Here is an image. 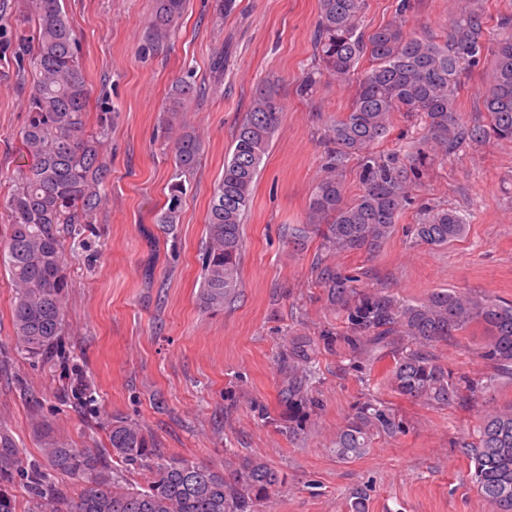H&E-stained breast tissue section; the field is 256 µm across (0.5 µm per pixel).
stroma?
Here are the masks:
<instances>
[{
	"mask_svg": "<svg viewBox=\"0 0 512 512\" xmlns=\"http://www.w3.org/2000/svg\"><path fill=\"white\" fill-rule=\"evenodd\" d=\"M405 29L443 39L462 0H405ZM0 9V198L11 193L30 159L20 135L27 120L30 73L20 72L5 39L27 29V0ZM156 0H63L80 39L90 88L86 129L110 115L107 203L92 231L64 241L70 288L64 331L52 358L33 360L13 339V286L0 269V427L28 463L41 459L34 418L82 448L104 442L107 416L140 423L167 455L226 468L248 457L279 470L283 482L259 512H346L347 497L367 489V512H494L470 477L462 442L472 441L484 415L512 404V383L454 407L410 402L387 379L391 356L354 353L342 311L327 300L313 267L319 240L297 249L292 225L305 221L308 199L325 171L329 126L339 119L353 84L319 77L312 96L296 88L313 63L318 0H236L230 16L216 0H187L168 43L152 46L147 31ZM224 57L223 73L213 62ZM492 62L468 66L458 98L462 122H485L483 96ZM191 75L204 87L186 111L166 113L170 86ZM274 83L286 109L260 166L245 220L242 287L223 312L200 307L197 293L207 244L206 214L224 173L238 125L262 85ZM186 125L202 141L187 176L175 234L144 231L169 194L174 156L169 126ZM426 130L420 115L397 113L376 151L405 159ZM447 208L469 225L447 247L417 242L410 232L423 209ZM153 287H143L145 263ZM337 262L361 288H380L420 302L451 289L512 301V143L470 141L453 156L422 168L411 202L391 238L372 253ZM317 341L313 392L320 411L304 432L288 433L281 418L282 358L299 337ZM483 330L449 337L433 349L437 362L474 379L493 368L482 356ZM83 376L90 389L72 394ZM374 395L405 422L403 433L375 440L359 459L332 453L353 405Z\"/></svg>",
	"mask_w": 512,
	"mask_h": 512,
	"instance_id": "obj_1",
	"label": "stroma"
}]
</instances>
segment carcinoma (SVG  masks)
I'll list each match as a JSON object with an SVG mask.
<instances>
[{
	"label": "carcinoma",
	"mask_w": 512,
	"mask_h": 512,
	"mask_svg": "<svg viewBox=\"0 0 512 512\" xmlns=\"http://www.w3.org/2000/svg\"><path fill=\"white\" fill-rule=\"evenodd\" d=\"M33 41L18 36L14 54L30 66L34 86L26 99L27 124L22 139L32 163L23 169L4 202L11 233L0 245V263L15 286L11 314L13 336L25 352L48 358L62 334L69 288L62 241L96 223L106 201L110 163L99 135L84 136L90 91L80 62L79 41L63 12L61 0H31ZM479 0L453 21L448 37L437 42L410 35L397 18L370 32L362 31L368 0H319L312 70L300 85L311 91L316 75L355 82L349 111L328 129L335 144L327 172L313 186L306 223L291 230L293 244L305 247L320 239L325 256L374 252L393 234L398 214L411 193V174L427 161L446 158L471 140L512 142V18L503 17L491 36ZM185 0H156L148 40L162 44L184 9ZM493 55V75L484 96L487 124L467 125L457 115L462 77L484 52ZM370 66L358 71L363 59ZM360 76H355V72ZM197 96V87L176 81L169 93V112H179ZM284 106L271 85L254 95L239 124L234 148L206 215L207 247L202 258L199 304L209 312L224 310L242 288L241 256L244 219L253 200V184L263 157L281 122ZM414 112L425 119L424 147L408 165L374 152L390 134L394 113ZM175 169L166 203L154 215L165 231L179 223L182 177L200 156L201 141L187 126L170 139ZM361 161L363 190L345 197L347 162ZM466 220L444 208L427 210L413 225L415 238L433 247L451 245L467 233ZM317 277L331 305L346 313L348 341L375 353L402 336L413 349L394 356L388 370L394 392L408 400L438 406L458 405L495 383L512 382V303L479 300L454 290L427 300L401 303L381 289L358 288L355 277L320 260ZM483 328V356L494 374L486 380L456 375L439 365L432 346L449 336ZM316 343L305 338L289 344L283 358L287 374L280 400L288 428L299 430L320 409L312 393ZM45 466H30L28 476L48 512H257L256 506L281 482L279 472L262 460L245 459L233 469L203 465L169 456L144 428L115 415L105 423L103 448H74L55 438L49 423L38 420ZM404 428L397 411L367 398L358 403L336 433L333 453L343 461L366 455L378 437ZM474 462L471 480L479 495L512 512V406L486 414L478 439L464 446ZM144 472L146 484L135 488L114 474L110 459ZM89 480L74 501L68 500L51 474Z\"/></svg>",
	"instance_id": "1"
}]
</instances>
